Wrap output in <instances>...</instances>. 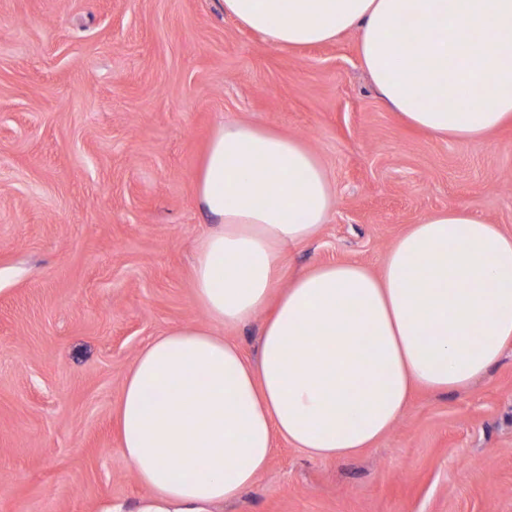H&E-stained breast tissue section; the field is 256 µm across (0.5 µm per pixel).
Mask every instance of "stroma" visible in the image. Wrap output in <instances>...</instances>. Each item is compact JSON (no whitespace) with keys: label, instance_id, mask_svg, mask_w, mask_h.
Here are the masks:
<instances>
[{"label":"stroma","instance_id":"stroma-1","mask_svg":"<svg viewBox=\"0 0 512 512\" xmlns=\"http://www.w3.org/2000/svg\"><path fill=\"white\" fill-rule=\"evenodd\" d=\"M232 121L301 139L334 186L287 274L378 268L451 206L512 232V124L472 143L409 128L357 32L280 48L220 0H0V512H133L146 495L116 408L151 338L208 324L195 180ZM215 512H512V350L468 391L416 392L356 456L278 444Z\"/></svg>","mask_w":512,"mask_h":512}]
</instances>
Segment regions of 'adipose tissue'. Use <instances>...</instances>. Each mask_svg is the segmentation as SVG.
Wrapping results in <instances>:
<instances>
[{
  "label": "adipose tissue",
  "instance_id": "obj_1",
  "mask_svg": "<svg viewBox=\"0 0 512 512\" xmlns=\"http://www.w3.org/2000/svg\"><path fill=\"white\" fill-rule=\"evenodd\" d=\"M222 8L279 46L359 31L364 68L412 128L470 143L512 124V0ZM195 196L210 227L192 293L211 326L156 337L125 379L119 449L149 490L135 512H210L254 484L279 440L322 460L359 454L416 391H467L512 347V234L466 209L411 225L379 270L339 261L287 276L333 190L301 140L237 121L212 136ZM261 313L258 357L212 331Z\"/></svg>",
  "mask_w": 512,
  "mask_h": 512
}]
</instances>
